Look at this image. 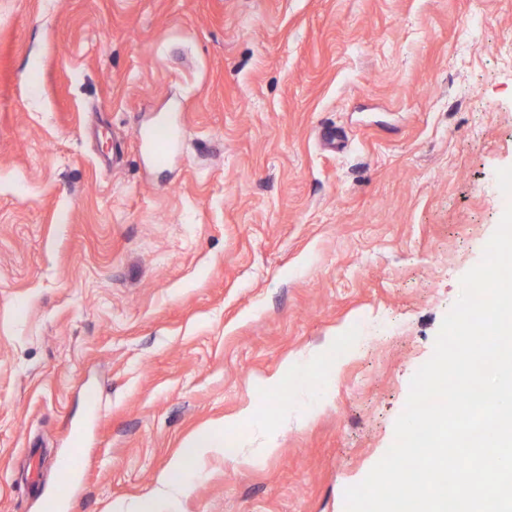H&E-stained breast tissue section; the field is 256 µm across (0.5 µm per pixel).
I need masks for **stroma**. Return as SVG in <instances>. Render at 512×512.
Returning a JSON list of instances; mask_svg holds the SVG:
<instances>
[{"label":"stroma","mask_w":512,"mask_h":512,"mask_svg":"<svg viewBox=\"0 0 512 512\" xmlns=\"http://www.w3.org/2000/svg\"><path fill=\"white\" fill-rule=\"evenodd\" d=\"M507 33L512 0H0V512H42L34 450L59 512H132L244 408L164 512H345L507 207ZM149 150L157 165H166L172 152V134L164 126L157 128L149 139Z\"/></svg>","instance_id":"obj_1"}]
</instances>
